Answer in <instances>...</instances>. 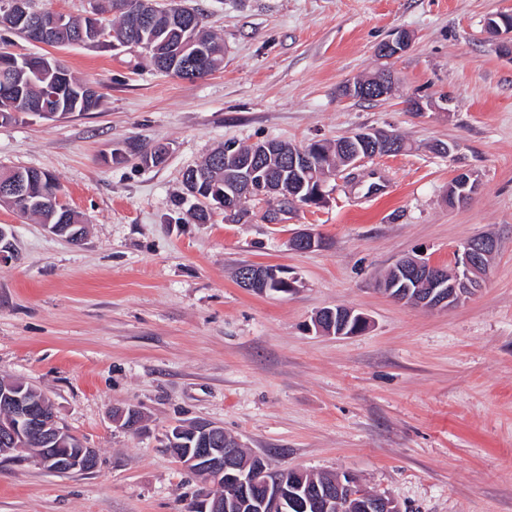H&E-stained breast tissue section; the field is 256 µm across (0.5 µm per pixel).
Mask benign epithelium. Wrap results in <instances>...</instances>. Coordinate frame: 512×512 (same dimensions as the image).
I'll use <instances>...</instances> for the list:
<instances>
[{
	"instance_id": "1",
	"label": "benign epithelium",
	"mask_w": 512,
	"mask_h": 512,
	"mask_svg": "<svg viewBox=\"0 0 512 512\" xmlns=\"http://www.w3.org/2000/svg\"><path fill=\"white\" fill-rule=\"evenodd\" d=\"M25 0H5L0 5V28L11 30L14 28L16 16L28 14ZM65 15L54 11L36 13L32 18L29 41L43 44L54 37L62 28ZM487 33L495 38V48L498 52L512 57V20L506 13H497L485 21ZM409 44V35L400 31L397 35L383 42L377 48V54L384 60H391L403 52ZM394 78L390 71L382 70L369 80L353 81L344 84L340 95L346 99H378L391 94ZM354 146L350 149L347 163L357 167L372 156L388 155L396 145L395 135L384 130L368 129L352 134ZM275 151V145L266 142L253 146L252 154L244 160L242 168L246 170V188L249 193L258 189L260 194L271 200L288 199V202L297 203L299 190L293 182L283 183L272 175L266 167L265 158ZM317 146L288 151V167L292 170L308 168L314 162L313 155ZM41 183V177L32 173L17 171L15 178L7 183L0 182V195L5 196L21 206L31 201L33 186ZM479 188V180L471 172H458L448 184V202L460 203L475 193ZM44 228L51 234L62 236L69 241L80 243L79 235L72 231L73 225L65 223V217H60L57 224H46ZM324 242L317 235L308 230H298L288 238V247L294 251L306 252L320 248ZM497 242L488 239H470L459 247L454 254L452 266L447 268L431 261L406 258L398 261V281L402 290L395 292L393 287L386 286L384 290L393 298L412 306L426 309H440L454 306L469 298V293L478 287L481 277L487 268L483 266V258L494 253ZM279 283V291L290 294L296 291L294 278L285 275L279 267L254 266L243 271L240 277L242 287L253 291L265 293L271 283ZM423 284L426 290L414 297L404 292L411 287V283ZM334 319L335 310L323 309L314 317V329L318 333L342 336L346 327L339 329L333 325H326L322 317ZM13 403V418L15 423L0 427V443L13 448L8 456L11 461L25 463L34 462L39 466L54 471L58 467H65L69 471L80 473L91 472L98 467V450L85 445L77 437L71 441L69 448H38L36 450L21 446L17 442L18 423L29 425V438H43L53 441L60 434L66 432L61 427L54 405L46 400L36 408L24 402L17 396H9ZM186 431L193 432L198 437L199 447L194 449L193 455L183 454L177 447L178 441L171 440L173 448L170 452L178 459L182 466L197 473L202 479V487L193 498V512H224L230 505L224 504V495L211 493L210 484H224V478H229L241 487L243 492H251L262 501L266 512H342L353 499L364 500L370 492L364 489L354 478H348V484L331 483L324 492L316 495L308 491H299L296 494L288 493V481L299 474L297 469H288L279 473L272 472L264 460L255 455L254 462L246 466L239 464L238 450L240 442L224 444L219 447L224 436V427L209 421H196L192 424L181 425L176 434Z\"/></svg>"
}]
</instances>
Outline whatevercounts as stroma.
I'll use <instances>...</instances> for the list:
<instances>
[{
  "instance_id": "stroma-1",
  "label": "stroma",
  "mask_w": 512,
  "mask_h": 512,
  "mask_svg": "<svg viewBox=\"0 0 512 512\" xmlns=\"http://www.w3.org/2000/svg\"><path fill=\"white\" fill-rule=\"evenodd\" d=\"M224 40V67L194 81L139 51L35 45L101 91L96 111L0 124V165L48 172L86 220L75 245L0 205L17 258L0 263V379L40 389L63 427L99 451L91 473L0 467V512H184L199 488L163 448L179 423L223 426L273 470L348 473L402 512H512V60L485 19L512 0H188ZM400 30L410 47L382 62ZM389 66L390 96L347 82ZM448 95L449 111L410 103ZM363 129L403 152L328 180L317 205L252 203L194 222L175 199L216 146L331 141ZM454 145L443 156L435 144ZM169 148L144 164L139 150ZM480 188L449 205L457 172ZM319 234L296 252L289 235ZM499 249L475 295L439 310L379 287L401 258L447 266L473 236ZM245 264L284 268L290 295L241 288ZM343 306L368 327L311 328ZM132 404L139 434L113 426Z\"/></svg>"
}]
</instances>
